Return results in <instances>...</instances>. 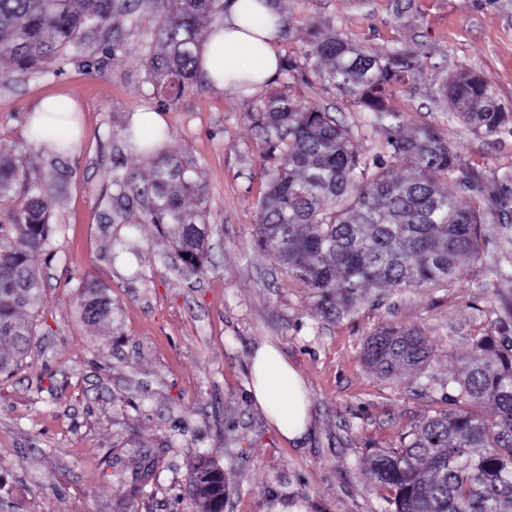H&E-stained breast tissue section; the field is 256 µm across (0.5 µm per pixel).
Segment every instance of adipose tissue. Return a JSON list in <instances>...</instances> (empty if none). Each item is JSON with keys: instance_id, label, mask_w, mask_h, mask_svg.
I'll list each match as a JSON object with an SVG mask.
<instances>
[{"instance_id": "obj_1", "label": "adipose tissue", "mask_w": 512, "mask_h": 512, "mask_svg": "<svg viewBox=\"0 0 512 512\" xmlns=\"http://www.w3.org/2000/svg\"><path fill=\"white\" fill-rule=\"evenodd\" d=\"M278 16L271 0H226L224 21L214 25L198 51L200 68L214 88L233 87L248 80L260 87L272 79L280 59L274 42ZM30 131L41 144H48V130L67 126L68 137H77L72 114L61 99L43 100L33 112ZM252 395L282 437L298 441L309 425L304 382L295 368L272 344L258 346L252 356Z\"/></svg>"}]
</instances>
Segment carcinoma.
I'll return each instance as SVG.
<instances>
[{
    "instance_id": "obj_1",
    "label": "carcinoma",
    "mask_w": 512,
    "mask_h": 512,
    "mask_svg": "<svg viewBox=\"0 0 512 512\" xmlns=\"http://www.w3.org/2000/svg\"><path fill=\"white\" fill-rule=\"evenodd\" d=\"M146 4L162 9L154 51L146 62L157 93L176 103L210 81L196 51L207 31L224 20V0H0V75L21 70L47 75L49 64L79 50L82 39L120 15L134 25ZM324 78L369 113L383 131L370 163L351 148L347 127L328 111L271 97L255 113L268 159V189L261 199L259 247L316 292L323 313L353 311L373 291L447 283L462 276L461 260L479 257L480 224L486 215L507 218L512 197L495 182H476V205L458 200L459 156L447 136L433 127L403 131V116L385 105V94L409 76L418 59L402 46L379 55L342 37L313 35ZM459 119L487 136L512 122L490 86L466 73L439 89ZM149 158L146 177L135 185L117 167L112 185L149 200L141 221L167 234L182 271L207 270L208 227L199 172L174 154ZM409 167L391 175L390 164ZM60 193L51 180L32 182L27 158L0 153V374L9 375L28 354L34 319L44 305L42 277L32 257L50 245L47 200ZM196 197L188 207L185 198ZM118 307L107 289L82 282L83 321L112 324ZM478 355L451 378L454 407L420 420L401 436L400 446L363 458L375 485L385 490V512H512V345L494 338L474 340ZM364 360L376 374L420 369L431 358L416 329L382 327L364 345ZM494 406L490 418L480 413ZM196 512H223L224 473L202 456L190 473Z\"/></svg>"
}]
</instances>
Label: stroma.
<instances>
[{
    "instance_id": "1",
    "label": "stroma",
    "mask_w": 512,
    "mask_h": 512,
    "mask_svg": "<svg viewBox=\"0 0 512 512\" xmlns=\"http://www.w3.org/2000/svg\"><path fill=\"white\" fill-rule=\"evenodd\" d=\"M274 2L288 19L277 50L297 69L248 95L209 87L173 105L154 99L145 67L159 21L153 6L137 25L119 17L89 35L81 58L51 64L50 75L0 77V150L26 152L32 180L62 184L48 202L52 248L34 258L45 297L36 334L19 369L0 375V512H194L189 473L203 455L224 473V512H381L360 460L398 447L411 425L447 409L455 390L446 380L473 356L476 337L512 336V281L495 274L512 265V222L494 217L462 278L321 313L314 291L256 242L269 163L250 119L273 93L326 107L348 126L354 151L373 156L381 131L315 74L309 37L335 32L378 54L403 45L419 64L389 89L387 106L406 130L442 129L464 169L512 194V132L474 133L437 96L444 79L473 71L512 113V0ZM51 95L74 101L81 127L76 153L57 159L28 127L33 106ZM143 109L163 114L167 149L204 180L211 263L202 276H179L156 225L110 221L113 167H147L124 137ZM129 234L138 254L113 256V238ZM89 276L120 308L112 325L80 318ZM382 326L420 330L429 363L372 373L363 346ZM265 342L304 381L302 441L283 438L251 396L250 358Z\"/></svg>"
}]
</instances>
